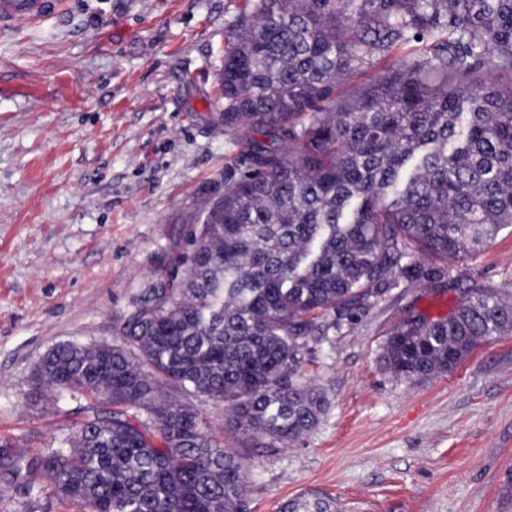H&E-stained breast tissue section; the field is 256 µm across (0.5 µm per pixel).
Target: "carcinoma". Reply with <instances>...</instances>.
<instances>
[{
  "instance_id": "obj_1",
  "label": "carcinoma",
  "mask_w": 512,
  "mask_h": 512,
  "mask_svg": "<svg viewBox=\"0 0 512 512\" xmlns=\"http://www.w3.org/2000/svg\"><path fill=\"white\" fill-rule=\"evenodd\" d=\"M224 41L221 119L238 149L224 194L120 342L40 359L35 399H92L75 430L33 456L0 445L6 474L84 512H243V452L285 449L325 412L302 373L309 342L403 279L445 286L448 264L512 227V0H251ZM462 294L447 318L394 325L386 369L447 375L512 333L511 294ZM195 398L224 405L237 447ZM279 512L343 508L309 492Z\"/></svg>"
}]
</instances>
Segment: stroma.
Wrapping results in <instances>:
<instances>
[{
	"instance_id": "35a3bbf8",
	"label": "stroma",
	"mask_w": 512,
	"mask_h": 512,
	"mask_svg": "<svg viewBox=\"0 0 512 512\" xmlns=\"http://www.w3.org/2000/svg\"><path fill=\"white\" fill-rule=\"evenodd\" d=\"M247 0H67L0 37V443L33 453L80 421V401L28 395L61 342H114L133 299L173 264L195 215L224 192L237 148L217 74ZM512 293V228L327 339L305 366L326 393L294 447L247 452L245 512L309 490L346 512H512V335L450 375L394 377L388 332L451 315L463 288ZM0 512H80L0 470Z\"/></svg>"
}]
</instances>
